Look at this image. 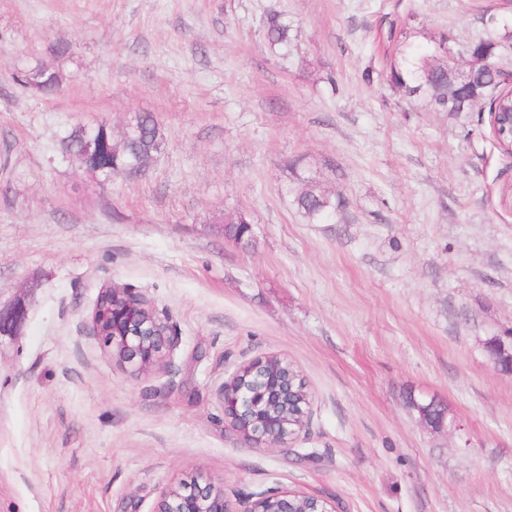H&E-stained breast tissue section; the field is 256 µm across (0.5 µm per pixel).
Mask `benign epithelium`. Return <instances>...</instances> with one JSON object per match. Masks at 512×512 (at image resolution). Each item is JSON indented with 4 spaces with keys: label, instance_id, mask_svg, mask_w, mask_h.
<instances>
[{
    "label": "benign epithelium",
    "instance_id": "1",
    "mask_svg": "<svg viewBox=\"0 0 512 512\" xmlns=\"http://www.w3.org/2000/svg\"><path fill=\"white\" fill-rule=\"evenodd\" d=\"M448 70L465 84L475 78L470 65L460 64L451 50ZM24 317L25 311L16 304L0 305V332ZM89 331L133 373L161 363L177 344L168 320L144 295L115 284L100 288ZM282 361L271 354L241 365L220 390L224 415L231 419L234 430L244 440L269 448L292 446L306 431L312 403L309 396L304 404L298 401L299 378L271 370L273 363ZM418 411L436 429L454 425L442 409L425 406ZM306 498L303 492L271 487L251 494L243 508L236 510L227 499L224 483L192 479L169 486L153 512H266V505L273 501L279 504L277 512H290L296 500Z\"/></svg>",
    "mask_w": 512,
    "mask_h": 512
}]
</instances>
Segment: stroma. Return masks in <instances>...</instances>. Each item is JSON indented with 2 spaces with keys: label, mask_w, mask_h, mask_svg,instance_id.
<instances>
[{
  "label": "stroma",
  "mask_w": 512,
  "mask_h": 512,
  "mask_svg": "<svg viewBox=\"0 0 512 512\" xmlns=\"http://www.w3.org/2000/svg\"><path fill=\"white\" fill-rule=\"evenodd\" d=\"M293 24L272 53L263 21ZM506 0H0V512H153L169 486L229 500L281 486L337 512H512V159L479 113L388 82L396 25L453 52ZM67 44L62 58L53 47ZM40 64L50 98L19 85ZM152 114L134 178L88 172L60 140ZM314 179L332 224L293 205ZM253 246L224 236L225 211ZM144 293L178 338L174 371L135 374L87 326L98 292ZM288 360L312 395L289 448L233 430L219 390ZM446 409L434 429L417 404ZM251 220L247 213L241 209L224 214V236L237 243L253 245L252 230L248 226Z\"/></svg>",
  "instance_id": "35a3bbf8"
}]
</instances>
